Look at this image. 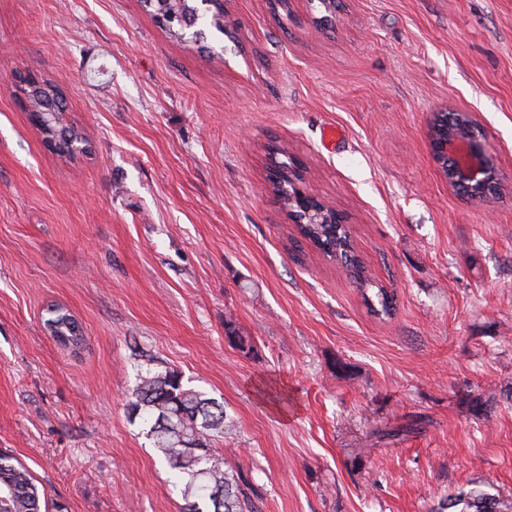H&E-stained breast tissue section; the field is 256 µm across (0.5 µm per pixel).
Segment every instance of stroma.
Returning a JSON list of instances; mask_svg holds the SVG:
<instances>
[{
    "instance_id": "35a3bbf8",
    "label": "stroma",
    "mask_w": 512,
    "mask_h": 512,
    "mask_svg": "<svg viewBox=\"0 0 512 512\" xmlns=\"http://www.w3.org/2000/svg\"><path fill=\"white\" fill-rule=\"evenodd\" d=\"M272 3L228 0L208 53L140 0H0V450L50 512H179L127 409L149 360L223 404L215 446L257 512L512 499V0H344L327 29L320 0ZM29 74L87 154L44 147ZM446 107L483 126L499 198L437 170ZM272 145L345 216L392 316L276 202ZM56 305L81 348L46 334Z\"/></svg>"
}]
</instances>
